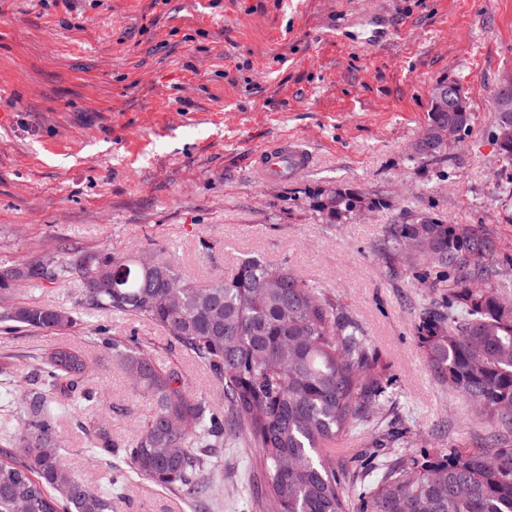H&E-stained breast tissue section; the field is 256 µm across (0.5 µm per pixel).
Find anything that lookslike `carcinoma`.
<instances>
[{"label":"carcinoma","mask_w":512,"mask_h":512,"mask_svg":"<svg viewBox=\"0 0 512 512\" xmlns=\"http://www.w3.org/2000/svg\"><path fill=\"white\" fill-rule=\"evenodd\" d=\"M459 112L430 104L427 126L452 127L454 140L468 128L467 97L446 85ZM310 206L338 221L379 200L346 186L317 190ZM417 238L416 278L446 289V310L426 315L419 334L431 369L479 408L480 423L512 432V306L494 287L470 280L487 273L492 242L463 225L432 217L395 224L389 239ZM57 263L40 260L0 267V301L9 300L16 278L34 287L77 280L86 312L114 313L153 322L224 386V405L194 393L182 375L157 365L135 337L102 334L127 377L151 405L134 440L119 445L98 422L101 400L85 387L89 359L60 345L33 367L39 390L13 411L23 422L0 426V512H114L112 491L91 486L64 462L59 427L70 401H83L80 424L92 452L105 461L121 457L154 484L198 498L213 468L210 449L232 433L258 452L266 484L257 493L263 512H349L348 484L330 461L339 442L366 425L384 402L377 356L364 331L341 305L285 265L248 257L229 280L199 281L165 251L155 252L162 277L148 279L126 258L89 251L64 239ZM83 321L78 313L31 303L0 307V329L13 324L59 331ZM376 474L360 486L356 512H512V448H453L442 457L392 453L369 458Z\"/></svg>","instance_id":"cac0c4a2"}]
</instances>
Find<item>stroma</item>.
Returning <instances> with one entry per match:
<instances>
[{"mask_svg": "<svg viewBox=\"0 0 512 512\" xmlns=\"http://www.w3.org/2000/svg\"><path fill=\"white\" fill-rule=\"evenodd\" d=\"M462 87L471 122L434 156L416 144L439 81ZM512 82V0H0V265L59 239L117 256L166 250L200 279L247 257L288 264L345 307L378 355L386 404L345 440L375 451L396 421L400 452L483 448L488 431L431 369L418 337L438 289L413 276L386 232L419 216L494 244L492 285L512 303V164L495 139L498 90ZM303 140L307 171L262 182L266 145ZM344 185L377 208L329 221L307 196ZM83 311L78 284H18L11 303ZM138 336L155 361L211 403L224 389L157 324L109 311L46 332L0 331V405L32 390V365L64 343L89 357L88 388L112 405L115 439L135 438L148 400L96 325ZM60 440L70 470L111 484L117 512H257L254 449L215 451L197 500L121 459L104 466L76 417Z\"/></svg>", "mask_w": 512, "mask_h": 512, "instance_id": "35a3bbf8", "label": "stroma"}]
</instances>
